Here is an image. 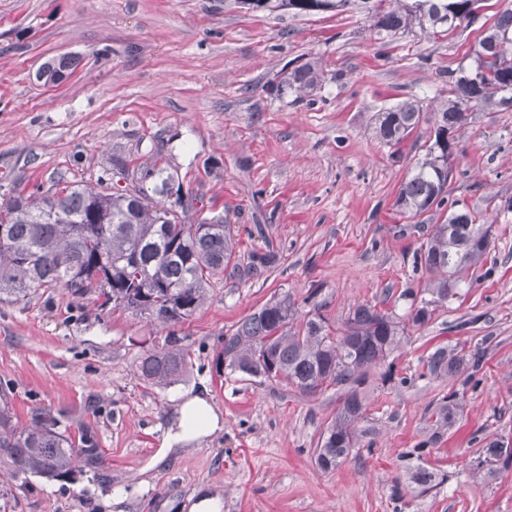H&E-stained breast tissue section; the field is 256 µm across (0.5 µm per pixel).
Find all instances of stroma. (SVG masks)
Returning <instances> with one entry per match:
<instances>
[{"label": "stroma", "mask_w": 512, "mask_h": 512, "mask_svg": "<svg viewBox=\"0 0 512 512\" xmlns=\"http://www.w3.org/2000/svg\"><path fill=\"white\" fill-rule=\"evenodd\" d=\"M502 4L484 0L477 21L437 42L415 32L384 42L355 12L0 0V199L60 179L108 184L113 156L132 168L155 158L194 199L184 223L221 213L241 252L267 238L279 250L271 268L225 280L176 327L191 363L161 392L134 370L163 334L146 319L61 288L0 304V386L18 419L50 412L68 434L92 432L99 454L58 480L16 481L0 464V512H190L206 492L220 512H512V469L472 475L489 441L512 440V111L474 109L457 134L451 196L487 229L490 252L465 272L460 300L387 359L395 381L367 385L371 452L322 472L314 450L340 392L225 382L216 370L224 333L276 294L334 323L362 303L407 318L429 276L413 264L417 236L396 231L394 202L433 127L390 148L375 139V118L408 96L430 108L447 98L449 71L471 63ZM62 55L77 61L63 81L37 79ZM312 58L326 80L300 100L284 80ZM485 337L462 414L435 426L450 382L424 376L428 353ZM195 394L221 411L223 429L155 462L176 408ZM416 448L436 471L427 493L408 480Z\"/></svg>", "instance_id": "obj_1"}]
</instances>
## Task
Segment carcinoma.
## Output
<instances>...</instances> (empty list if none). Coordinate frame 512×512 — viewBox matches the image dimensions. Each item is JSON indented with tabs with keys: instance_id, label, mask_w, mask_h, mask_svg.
<instances>
[{
	"instance_id": "obj_1",
	"label": "carcinoma",
	"mask_w": 512,
	"mask_h": 512,
	"mask_svg": "<svg viewBox=\"0 0 512 512\" xmlns=\"http://www.w3.org/2000/svg\"><path fill=\"white\" fill-rule=\"evenodd\" d=\"M270 12L288 10L308 15L358 11L375 35L384 39L417 27L434 39L446 38L470 23L472 5L481 0H266ZM73 65L62 57L45 63L40 77L54 82ZM325 81L324 70L309 60L288 74L286 86L300 99ZM450 97L429 114L421 101L407 97L378 114L375 136L395 147L423 122L434 136L423 157L412 166L398 193L397 211L426 223L423 216L448 209V219L433 226L414 253V265L433 275L408 323L375 305L358 304L332 328L321 314L299 317L287 294L270 297L260 308L224 334L216 369L224 378L263 385L286 384L306 395L330 387L343 392L342 406L321 434L315 461L324 472L335 470L360 451L367 430L365 386L371 371L397 350L407 324L422 327L435 311L460 299L458 274L478 262L490 247L488 232L471 212L450 199L449 162L454 132L467 123L475 107L491 112L512 110V6L497 13L475 51V65L448 73ZM174 173L153 161L140 166V176L123 188L104 193L87 185L61 181L46 190L17 193L0 203V303L25 300L36 288H63L81 297L96 288L106 298L169 330L164 342L145 351L135 363L138 379L165 390L181 380L189 365V349L172 328L203 307L211 288L224 277L258 275L277 261L271 250L253 249L249 262L238 261L236 242L224 215L214 214L185 224L180 214L190 203L171 193ZM479 346L470 350L439 345L428 353L427 374L457 378L476 369ZM464 406V392L450 387L433 410L436 425L451 426ZM48 412L27 424L13 412L11 397L0 389V463L15 479H55L72 473L96 454L91 435L76 440L59 428ZM476 469L487 479L512 467V443L493 439L483 449ZM435 472L414 466L412 479L427 492Z\"/></svg>"
}]
</instances>
